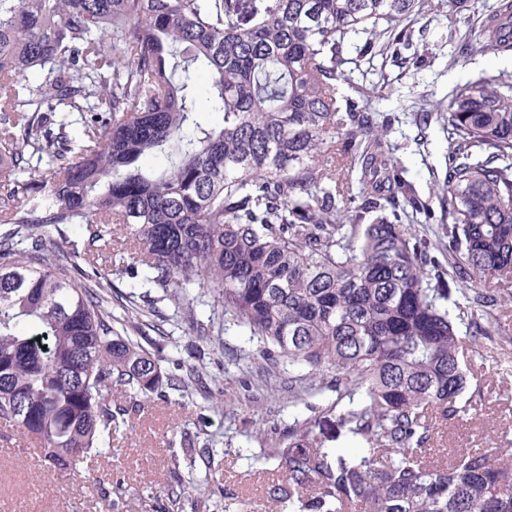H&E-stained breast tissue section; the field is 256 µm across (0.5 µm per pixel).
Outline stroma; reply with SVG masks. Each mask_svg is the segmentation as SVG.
<instances>
[{
	"label": "stroma",
	"instance_id": "obj_1",
	"mask_svg": "<svg viewBox=\"0 0 512 512\" xmlns=\"http://www.w3.org/2000/svg\"><path fill=\"white\" fill-rule=\"evenodd\" d=\"M494 0H462L451 8L441 0H424L410 24L416 32V65L386 60L384 74L358 77L360 98L371 111L393 116L387 138L422 199L437 204L436 187L445 175L444 139L438 123L416 124L411 100L426 98L432 107L447 102L459 84L484 74L512 75V55L474 53L456 65L448 40L451 29L478 27ZM387 86H379L380 77ZM499 324L472 348L478 376L466 396L481 416L448 429L452 448L512 449V288L500 289ZM160 331L144 330L137 339L159 355L166 373L191 364L209 383L208 393L176 404L154 394L134 419L133 428L112 436V458L95 469L76 472L47 468L36 453H0V512H165L171 491L188 495L191 512H224L233 498L236 512H265L266 492L278 473L253 462L257 435L306 417L304 405L288 396V373L273 388L256 384L257 341L239 328L203 341L193 335L182 314L168 303L159 306ZM211 446V459L185 457L181 438ZM123 484L128 494L113 504L107 492Z\"/></svg>",
	"mask_w": 512,
	"mask_h": 512
}]
</instances>
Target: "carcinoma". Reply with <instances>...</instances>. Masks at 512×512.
<instances>
[{
    "label": "carcinoma",
    "mask_w": 512,
    "mask_h": 512,
    "mask_svg": "<svg viewBox=\"0 0 512 512\" xmlns=\"http://www.w3.org/2000/svg\"><path fill=\"white\" fill-rule=\"evenodd\" d=\"M422 3L0 0V423L76 470L112 457L141 398L202 386L112 315L113 250L117 274L135 259L137 330L158 328L159 288L200 339L227 322L257 338L261 381L330 378L336 400L253 453L282 474L268 512H512V463L445 443L475 418L464 354L497 310L480 284L512 281V76L450 93L439 232L343 91L412 46ZM462 39L512 54V0ZM201 65L218 127L197 119ZM63 224L85 225L83 248L48 238ZM332 413L363 448L323 447Z\"/></svg>",
    "instance_id": "cac0c4a2"
}]
</instances>
